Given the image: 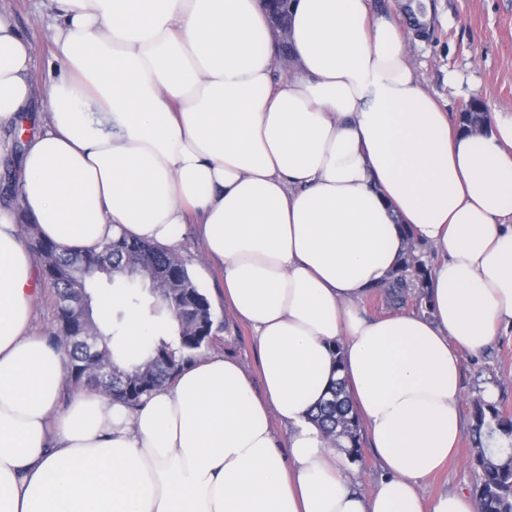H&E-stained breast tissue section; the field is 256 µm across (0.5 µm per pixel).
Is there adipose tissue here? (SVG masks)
<instances>
[{
  "instance_id": "1",
  "label": "adipose tissue",
  "mask_w": 512,
  "mask_h": 512,
  "mask_svg": "<svg viewBox=\"0 0 512 512\" xmlns=\"http://www.w3.org/2000/svg\"><path fill=\"white\" fill-rule=\"evenodd\" d=\"M47 3L24 209L63 249H174L197 224L261 383L205 353L136 410L85 389L61 405L69 353L33 326L41 282L0 206V512H476L423 483L462 434L463 356L512 326V113L463 131L368 0H292L280 79L262 0ZM32 65L0 11V156ZM409 230L436 255L426 313L362 316ZM338 378L380 469L365 493L309 418Z\"/></svg>"
}]
</instances>
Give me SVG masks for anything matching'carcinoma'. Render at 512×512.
Returning a JSON list of instances; mask_svg holds the SVG:
<instances>
[{
    "label": "carcinoma",
    "mask_w": 512,
    "mask_h": 512,
    "mask_svg": "<svg viewBox=\"0 0 512 512\" xmlns=\"http://www.w3.org/2000/svg\"><path fill=\"white\" fill-rule=\"evenodd\" d=\"M485 104L471 100L460 113V123L477 126L487 122ZM18 214V228L26 238L27 246L36 261L41 278L54 289L57 324L49 336L54 345H63L67 336L74 337L67 349L70 353L69 372L80 377L73 383L76 389L95 386L94 377L102 358L112 360L118 372L135 374L131 387L120 398L131 409L136 408L143 396L162 388L184 365L192 362L208 342L214 315L212 306L199 283L188 271L186 262L175 252L150 242L128 239L124 236L106 241L97 251H61L52 241L43 238L37 225L25 215L20 198L15 192L13 177L7 176ZM409 248L391 279L384 285L385 299L401 306L411 297L421 302L427 295L428 264L419 242L412 232H406ZM112 263L109 280L125 278L148 280L147 272H162L164 284L153 294L152 306L167 312L177 324L176 341L161 336L149 337L143 346V355L128 368L113 362L112 339L125 329V312L109 319L102 328L94 316H83L66 305V292L72 288L74 276L83 271L94 279L100 271L98 261ZM330 398L321 403L312 421L320 426L333 447L361 461L362 426L352 414L345 395V382L340 379L329 386ZM471 430L474 436L472 464L480 471L475 492L477 512H512V417L503 414L496 405L480 398L471 404ZM501 442L499 449L488 448L487 441Z\"/></svg>",
    "instance_id": "carcinoma-1"
}]
</instances>
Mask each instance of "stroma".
<instances>
[{
	"label": "stroma",
	"mask_w": 512,
	"mask_h": 512,
	"mask_svg": "<svg viewBox=\"0 0 512 512\" xmlns=\"http://www.w3.org/2000/svg\"><path fill=\"white\" fill-rule=\"evenodd\" d=\"M402 0H369L373 11L392 14L405 30L410 59L423 87L451 118H458L466 102L478 99L489 113H512V0H423L426 6L425 35L410 30L400 9ZM18 29L34 49L32 80L42 84L51 60L52 21L42 0H0ZM179 255L188 266L207 265L208 276L200 282L209 298L214 326L207 352L231 354L257 375V350L250 330L224 302V278L217 265L205 262L204 248L193 225H186ZM499 388L496 405L512 416V328L501 329L482 353L464 356L461 385L463 409L481 396L487 383ZM473 441L463 435L456 459L423 483L426 496L444 491L473 492L478 475L471 464Z\"/></svg>",
	"instance_id": "stroma-1"
}]
</instances>
